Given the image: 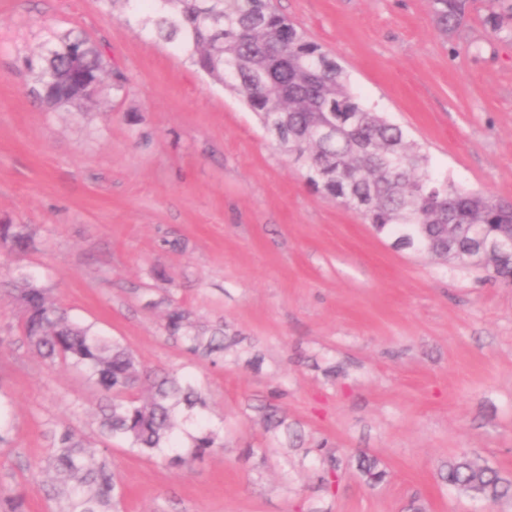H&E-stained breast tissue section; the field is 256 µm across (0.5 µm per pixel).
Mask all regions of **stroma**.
<instances>
[{
	"label": "stroma",
	"mask_w": 512,
	"mask_h": 512,
	"mask_svg": "<svg viewBox=\"0 0 512 512\" xmlns=\"http://www.w3.org/2000/svg\"><path fill=\"white\" fill-rule=\"evenodd\" d=\"M492 4L471 0L446 39L429 0H274L437 176L512 200V19L487 33ZM73 30L112 73L51 111L24 60ZM0 224L31 237L0 244V492L26 512H57L53 436L99 440L103 396L23 336L9 296L23 275L206 399L216 446L201 460L112 445L118 512H512L442 478L462 454L512 477V285L377 237L243 100L107 0H0ZM175 307L223 330V360L166 330Z\"/></svg>",
	"instance_id": "stroma-1"
}]
</instances>
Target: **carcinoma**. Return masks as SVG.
<instances>
[{
  "instance_id": "1",
  "label": "carcinoma",
  "mask_w": 512,
  "mask_h": 512,
  "mask_svg": "<svg viewBox=\"0 0 512 512\" xmlns=\"http://www.w3.org/2000/svg\"><path fill=\"white\" fill-rule=\"evenodd\" d=\"M133 9L142 28L175 45L190 63L234 92L258 115L281 152L305 170L307 182L357 211L379 237L393 245L434 257L453 267L482 270L512 281V255L490 247L512 234V204L465 191L449 179L432 177L423 146L402 126L366 106L351 89L336 55L311 41L276 9L273 0H108ZM433 24L447 36L465 25L470 0H429ZM82 50L86 66L98 76L108 63L88 37L69 34L47 42L28 60L39 99L52 108H70L77 99L62 94L61 78L71 53ZM0 241L16 249L29 241L25 228L0 224ZM19 328L43 358L82 367L103 393L100 429L145 457H170L187 464L214 447L203 414L206 401L190 384L173 376L144 373L119 340L73 320L44 288L27 282L16 288ZM190 327L186 311L168 312L166 329L177 335ZM189 349L224 352V334L197 331L186 336ZM190 411L198 434L191 451L178 452L177 410ZM86 441L64 430L48 463L62 478L56 495L61 512H113L123 497L114 472L103 460L85 464ZM448 485L475 491L496 502L512 494V480L489 466L463 457L448 463ZM20 493L0 494V512H24Z\"/></svg>"
}]
</instances>
